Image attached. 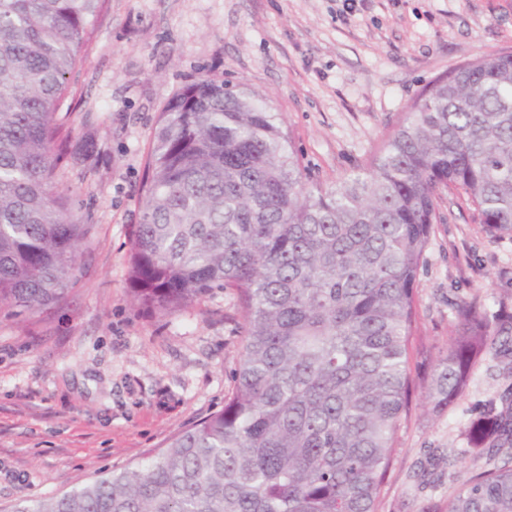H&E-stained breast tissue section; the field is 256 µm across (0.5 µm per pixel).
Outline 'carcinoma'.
<instances>
[{
	"mask_svg": "<svg viewBox=\"0 0 512 512\" xmlns=\"http://www.w3.org/2000/svg\"><path fill=\"white\" fill-rule=\"evenodd\" d=\"M108 0H0V308L63 300L93 225L55 184L69 81ZM462 191L512 236V54L424 88L366 171L313 190L269 104L215 79L160 112L131 242L138 305L236 292L243 358L224 407L145 464L13 512H377L417 387L437 411L512 314L458 311L448 349L411 369L418 275L438 191ZM469 438L512 447V407ZM425 512H512V465L473 472Z\"/></svg>",
	"mask_w": 512,
	"mask_h": 512,
	"instance_id": "carcinoma-1",
	"label": "carcinoma"
}]
</instances>
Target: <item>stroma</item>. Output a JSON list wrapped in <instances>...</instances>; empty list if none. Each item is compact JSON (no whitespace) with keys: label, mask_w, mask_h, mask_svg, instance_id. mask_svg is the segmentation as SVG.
Instances as JSON below:
<instances>
[{"label":"stroma","mask_w":512,"mask_h":512,"mask_svg":"<svg viewBox=\"0 0 512 512\" xmlns=\"http://www.w3.org/2000/svg\"><path fill=\"white\" fill-rule=\"evenodd\" d=\"M512 52V0H110L72 79V140L57 183L94 235L50 313L0 310V512L138 465L223 408L242 355L236 295L166 314L137 305L130 249L161 110L188 82L228 79L267 98L311 186L368 165L422 88ZM416 299L429 357L457 308L512 312V236L490 235L440 190ZM512 390V331L496 336L442 414L419 404L394 438L380 512H424L469 475L466 430ZM458 463L431 466L432 450Z\"/></svg>","instance_id":"1"}]
</instances>
